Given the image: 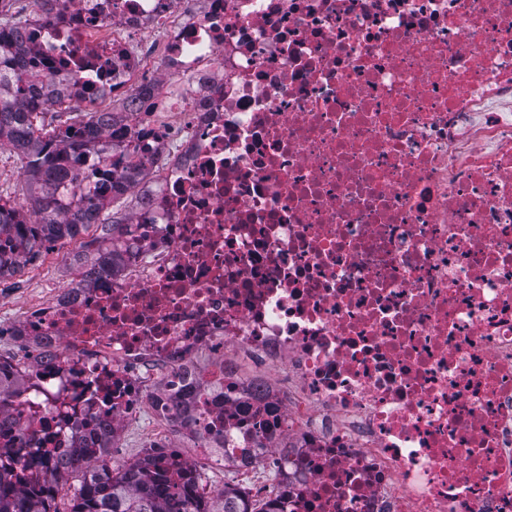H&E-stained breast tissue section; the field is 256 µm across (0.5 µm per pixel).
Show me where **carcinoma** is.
<instances>
[{
    "instance_id": "1",
    "label": "carcinoma",
    "mask_w": 512,
    "mask_h": 512,
    "mask_svg": "<svg viewBox=\"0 0 512 512\" xmlns=\"http://www.w3.org/2000/svg\"><path fill=\"white\" fill-rule=\"evenodd\" d=\"M34 111L16 96L14 84L0 75V138L14 142V150L26 158L24 177L28 184V211L44 218L54 213L50 185L63 178L53 143L75 145L70 128L59 129L48 139L37 133ZM100 217L101 209L90 205L83 213L76 212L63 222L39 223L19 239L22 250L35 254L47 242L62 237V228L86 223V213ZM82 462L76 470L82 481L71 499L69 512H274L271 505L254 507L238 502L237 495L224 489L220 496L206 500L199 492L200 475L192 472L183 479L180 491L172 492L166 475L139 458L112 468L90 466L94 454L82 447L77 449ZM56 494L27 492L0 481V512H59L57 495L66 492L64 477L57 478Z\"/></svg>"
}]
</instances>
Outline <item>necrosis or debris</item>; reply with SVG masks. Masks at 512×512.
I'll return each mask as SVG.
<instances>
[{
	"instance_id": "4bbe7bcc",
	"label": "necrosis or debris",
	"mask_w": 512,
	"mask_h": 512,
	"mask_svg": "<svg viewBox=\"0 0 512 512\" xmlns=\"http://www.w3.org/2000/svg\"><path fill=\"white\" fill-rule=\"evenodd\" d=\"M39 109L95 107L31 257L0 469L150 417L276 512H512V0H0ZM273 467L274 484L265 480ZM102 209H99L90 204L83 213H73L70 217H67L62 223L59 222H45L34 224L35 226L28 229V235L21 236L19 239V245L26 254H35L39 249L47 242L55 241L62 237L63 226L73 227L77 224H90L86 221V213H95L96 224H109L101 223L99 217ZM52 267L44 266L31 270L30 274L23 279H3L0 281V297L6 300L12 295L30 292L31 288H55L60 285Z\"/></svg>"
}]
</instances>
